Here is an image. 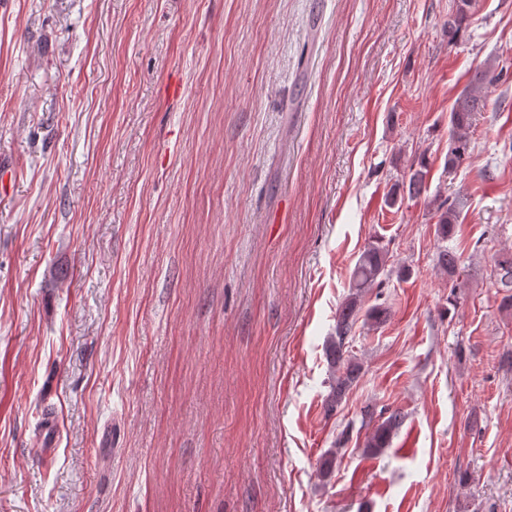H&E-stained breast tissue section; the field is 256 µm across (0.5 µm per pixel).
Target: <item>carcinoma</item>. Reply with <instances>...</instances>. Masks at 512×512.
Listing matches in <instances>:
<instances>
[{
	"instance_id": "cac0c4a2",
	"label": "carcinoma",
	"mask_w": 512,
	"mask_h": 512,
	"mask_svg": "<svg viewBox=\"0 0 512 512\" xmlns=\"http://www.w3.org/2000/svg\"><path fill=\"white\" fill-rule=\"evenodd\" d=\"M474 0H454V10L448 17V42L460 37L463 25L472 15ZM508 80L507 73L494 61H486L472 73L469 83L458 94L449 112L450 141L448 168L461 165L468 155L474 115L484 111L487 98L484 90L493 83ZM458 215L455 203L444 202L437 207L436 233L441 238L453 236ZM389 265V255L382 246L372 243L361 252L350 276L349 290L336 313L335 334L328 338L325 355L332 373L331 391L326 400L327 410L333 412L341 405L346 394L358 381L361 363L349 351L348 340L355 333L366 292ZM498 287L512 289V255L498 258L495 262ZM404 415L394 410L378 423L368 435L365 448L377 455L390 447L393 436L401 427Z\"/></svg>"
}]
</instances>
